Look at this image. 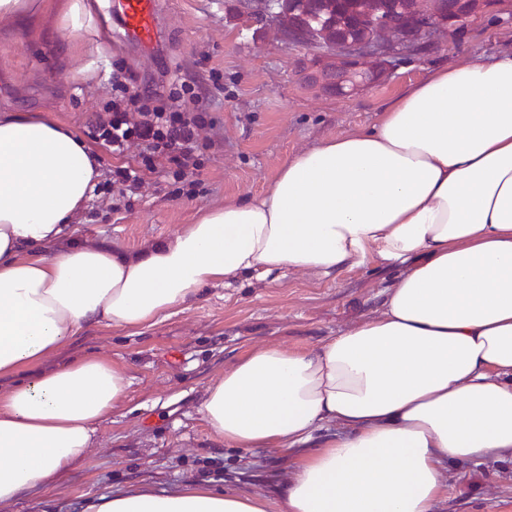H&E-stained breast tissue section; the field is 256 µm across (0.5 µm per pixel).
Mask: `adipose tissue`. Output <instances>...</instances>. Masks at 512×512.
<instances>
[{"instance_id": "adipose-tissue-1", "label": "adipose tissue", "mask_w": 512, "mask_h": 512, "mask_svg": "<svg viewBox=\"0 0 512 512\" xmlns=\"http://www.w3.org/2000/svg\"><path fill=\"white\" fill-rule=\"evenodd\" d=\"M99 165L69 129L0 114V505L54 488L127 394L98 355L56 363L85 326L138 329L212 285L372 260L400 270L381 312L311 350L250 351L205 391L211 432L304 449L280 512H433L449 464L512 458V51L437 69L371 128L288 159L264 193L133 253L66 238ZM88 510L269 502L191 485Z\"/></svg>"}]
</instances>
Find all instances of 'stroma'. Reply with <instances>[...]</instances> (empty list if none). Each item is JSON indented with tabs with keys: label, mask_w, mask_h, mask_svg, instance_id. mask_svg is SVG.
<instances>
[{
	"label": "stroma",
	"mask_w": 512,
	"mask_h": 512,
	"mask_svg": "<svg viewBox=\"0 0 512 512\" xmlns=\"http://www.w3.org/2000/svg\"><path fill=\"white\" fill-rule=\"evenodd\" d=\"M161 9L167 37L144 54L113 39L112 20L99 12L73 41L60 35L54 8L34 20L0 19V111L39 113L70 128L102 169L116 160L89 136L86 122L110 97L116 61L147 77L163 67L180 71L210 100L224 136L192 195H173L163 174H147V195L132 210H109L92 196L74 224L75 239L126 251L169 239L199 214L265 190L297 152L372 126L431 71L512 50V17L493 0L441 28L435 50L402 56L379 83L342 94L306 83L302 70L317 51L285 40L275 23H248L241 0H162ZM215 69L224 74L219 88ZM396 274L378 263L327 276L257 274L208 287L151 326L84 328L59 361L103 356L129 376L127 394L101 422L95 448L53 490H26L0 512H85L93 497L188 484L275 499L300 450L225 447L199 412L207 386L248 351L267 344L308 350L379 313ZM216 467L224 477L214 482L205 472ZM435 512H512V459L455 468Z\"/></svg>",
	"instance_id": "stroma-1"
}]
</instances>
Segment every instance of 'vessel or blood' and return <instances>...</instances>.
Here are the masks:
<instances>
[{
  "mask_svg": "<svg viewBox=\"0 0 512 512\" xmlns=\"http://www.w3.org/2000/svg\"><path fill=\"white\" fill-rule=\"evenodd\" d=\"M106 10L116 19L123 38L140 51L154 49L163 36L159 0H107Z\"/></svg>",
  "mask_w": 512,
  "mask_h": 512,
  "instance_id": "1",
  "label": "vessel or blood"
}]
</instances>
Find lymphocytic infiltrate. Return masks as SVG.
I'll list each match as a JSON object with an SVG mask.
<instances>
[{"label":"lymphocytic infiltrate","instance_id":"obj_1","mask_svg":"<svg viewBox=\"0 0 512 512\" xmlns=\"http://www.w3.org/2000/svg\"><path fill=\"white\" fill-rule=\"evenodd\" d=\"M110 81L112 96L92 112L87 127L112 155L137 153L136 164L112 171L113 207H131L145 173L156 170L173 179L176 194L193 193L211 155L224 145L207 98L166 71L145 80L117 63Z\"/></svg>","mask_w":512,"mask_h":512}]
</instances>
